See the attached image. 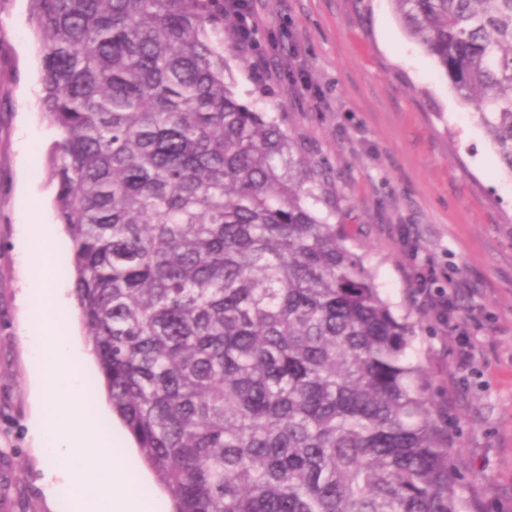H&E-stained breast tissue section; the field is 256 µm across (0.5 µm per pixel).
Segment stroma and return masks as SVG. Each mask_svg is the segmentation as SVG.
Segmentation results:
<instances>
[{"label": "stroma", "mask_w": 512, "mask_h": 512, "mask_svg": "<svg viewBox=\"0 0 512 512\" xmlns=\"http://www.w3.org/2000/svg\"><path fill=\"white\" fill-rule=\"evenodd\" d=\"M255 49L226 32L243 98H262L302 154L328 175L346 225L418 346L470 512H512V177L434 60L410 42L390 0H252ZM39 45L27 0H0V512H80L48 496L50 459L34 449L30 376L42 361L24 336L31 285L24 217L40 211L51 247H67L46 162L57 132L39 111ZM453 291L449 312L424 302ZM69 334L97 373L74 301L58 280ZM468 348L469 362L460 359Z\"/></svg>", "instance_id": "35a3bbf8"}]
</instances>
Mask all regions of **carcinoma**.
I'll list each match as a JSON object with an SVG mask.
<instances>
[{
    "label": "carcinoma",
    "instance_id": "cac0c4a2",
    "mask_svg": "<svg viewBox=\"0 0 512 512\" xmlns=\"http://www.w3.org/2000/svg\"><path fill=\"white\" fill-rule=\"evenodd\" d=\"M512 176V0H391ZM74 295L172 512H466L418 322L279 116L224 0H28Z\"/></svg>",
    "mask_w": 512,
    "mask_h": 512
}]
</instances>
